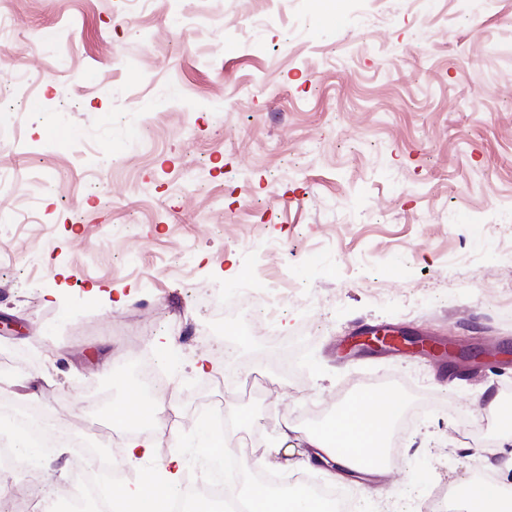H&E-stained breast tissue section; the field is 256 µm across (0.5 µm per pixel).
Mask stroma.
<instances>
[{"instance_id":"1","label":"stroma","mask_w":512,"mask_h":512,"mask_svg":"<svg viewBox=\"0 0 512 512\" xmlns=\"http://www.w3.org/2000/svg\"><path fill=\"white\" fill-rule=\"evenodd\" d=\"M0 48V398L55 414L85 440L114 435L115 469L139 480L181 454L184 484L211 427L256 451L224 481L299 473L364 378H389L412 417L400 456L355 512H416L439 486L493 471L512 446L482 433L512 362L454 373L399 350L350 355L361 326L468 351L512 347V0H10ZM238 274L227 277L229 264ZM97 295H90L91 286ZM286 288L276 335L237 311ZM255 375L257 396L216 387L194 361ZM156 361L159 419L135 382ZM298 438L278 450L282 419ZM153 439L125 465L129 428ZM39 486L69 491L73 465L42 448Z\"/></svg>"}]
</instances>
